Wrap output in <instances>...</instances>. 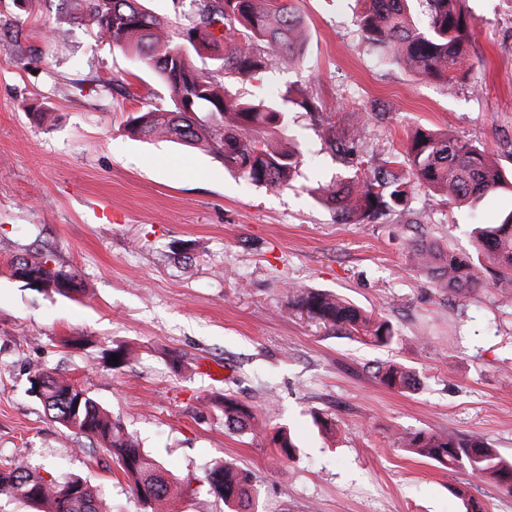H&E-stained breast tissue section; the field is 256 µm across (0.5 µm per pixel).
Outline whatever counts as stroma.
Listing matches in <instances>:
<instances>
[{"instance_id":"1","label":"stroma","mask_w":512,"mask_h":512,"mask_svg":"<svg viewBox=\"0 0 512 512\" xmlns=\"http://www.w3.org/2000/svg\"><path fill=\"white\" fill-rule=\"evenodd\" d=\"M295 5L308 32L300 61L234 91L308 89L338 125L358 128L376 166L426 126L512 171V0H467L476 27L452 88L381 62L361 39L355 0ZM63 20L61 0H40L30 15L0 0V463L19 458L59 482L82 476L112 512H142L110 455L52 422L29 393L30 372L46 369L86 389L173 474L165 512H227L205 481L222 460L252 472L258 512H465L468 499L512 512V495L492 483L395 442L421 430L478 435L512 457V299L437 291L413 267L396 215L338 223L312 190L349 172L295 104L285 136L302 163L274 192L202 151L128 137L129 113L169 106L165 84L81 23L67 22L66 42L42 40V24ZM112 78L140 99L102 88ZM373 102L384 120H364L360 107ZM412 207L427 236L468 256L473 225L497 223L512 195L473 211L422 190ZM35 250L75 271L82 292L9 277L6 264ZM305 289L381 314L393 343L331 335L296 306ZM120 343L136 357L114 369L101 351ZM389 362L414 369L419 385L380 384ZM225 393L252 409L253 433L225 427ZM314 411L335 418V435L317 432ZM281 426L299 440L296 459L262 437Z\"/></svg>"}]
</instances>
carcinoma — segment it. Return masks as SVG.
I'll list each match as a JSON object with an SVG mask.
<instances>
[{"mask_svg":"<svg viewBox=\"0 0 512 512\" xmlns=\"http://www.w3.org/2000/svg\"><path fill=\"white\" fill-rule=\"evenodd\" d=\"M69 17L87 23L101 40L127 52L154 70L166 83L170 106L132 112L124 129L132 136L163 139L212 154L224 169L267 190L288 186L298 175V148L283 143L286 112L273 97L242 99L217 79L198 69L193 57L207 52L233 78L257 79L288 60L300 59L307 40L302 16L292 0H190L191 11L171 21L143 5V0H66ZM359 28L365 42L381 50L382 58L420 77H440L453 86L454 71L465 59L474 22L465 0H425V18L409 8V0H360ZM296 104L313 117L317 131L342 161L361 168L355 139L332 119H323L315 99L294 89ZM424 188L449 204L471 208L484 198L512 193V174L503 172L485 149L451 131H417L404 151L386 165L347 180L322 183L316 198L343 224H362L381 212L406 210L409 197ZM475 257H460L437 242H411V260L430 276L434 287L459 294L478 288H512V211L497 224L472 229ZM41 280L38 291L70 295L81 290L78 275L62 266L48 267L40 254L12 260ZM69 287H63V284ZM298 304L326 329L357 334L377 346L390 344V322L327 292H307ZM119 356L128 364L132 350L125 344L103 349V358ZM381 381L391 388L416 384L404 366L391 365ZM29 390L36 394L51 420L96 442L132 482L143 512H157L172 495L168 471L127 433L119 422L77 384L47 370L29 373ZM224 423L233 431H250L253 414L230 395L219 398ZM406 451L454 472L460 468L512 493V457L491 448L483 438L414 432L397 438ZM282 457L293 459L299 449L291 435L279 429L269 439ZM210 488L230 512H255L258 490L250 473L224 462L207 475ZM0 495L42 506L45 512H103L97 491L81 478L64 483L47 479L22 459L0 467Z\"/></svg>","mask_w":512,"mask_h":512,"instance_id":"1","label":"carcinoma"}]
</instances>
